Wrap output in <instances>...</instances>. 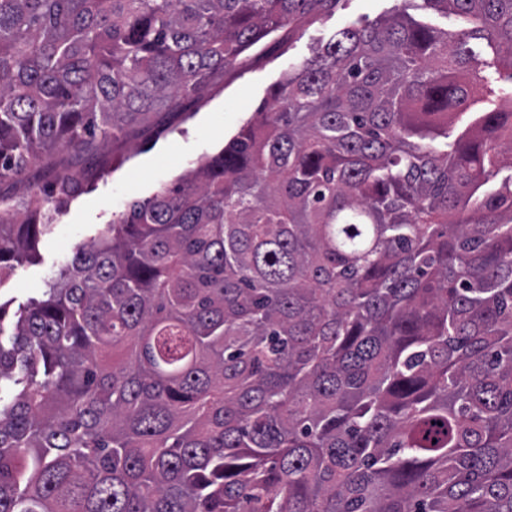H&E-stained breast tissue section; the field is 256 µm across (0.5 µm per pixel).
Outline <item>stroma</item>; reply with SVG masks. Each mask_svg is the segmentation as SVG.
<instances>
[{
	"instance_id": "1",
	"label": "stroma",
	"mask_w": 512,
	"mask_h": 512,
	"mask_svg": "<svg viewBox=\"0 0 512 512\" xmlns=\"http://www.w3.org/2000/svg\"><path fill=\"white\" fill-rule=\"evenodd\" d=\"M401 0H338L318 22L293 35L280 49L249 60L230 72L222 84L202 98L184 101L169 113L154 114L125 136L94 152H62L63 165L78 181L76 192L58 204L52 192L53 173L30 167L22 176L0 179V198L15 202L42 189L47 209L58 215L42 239L36 262L16 267L0 283V300L17 312L45 288L80 249L88 247L132 202L151 197L196 167L203 157L223 149L241 126L252 119L289 65L311 57L313 49L335 32L393 13Z\"/></svg>"
}]
</instances>
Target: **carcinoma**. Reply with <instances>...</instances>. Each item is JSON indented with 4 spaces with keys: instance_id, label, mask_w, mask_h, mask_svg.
<instances>
[{
    "instance_id": "carcinoma-1",
    "label": "carcinoma",
    "mask_w": 512,
    "mask_h": 512,
    "mask_svg": "<svg viewBox=\"0 0 512 512\" xmlns=\"http://www.w3.org/2000/svg\"><path fill=\"white\" fill-rule=\"evenodd\" d=\"M334 3L0 0V177ZM423 3L460 25L340 30L8 335L0 302V512H512V0ZM54 220L0 199V283Z\"/></svg>"
}]
</instances>
